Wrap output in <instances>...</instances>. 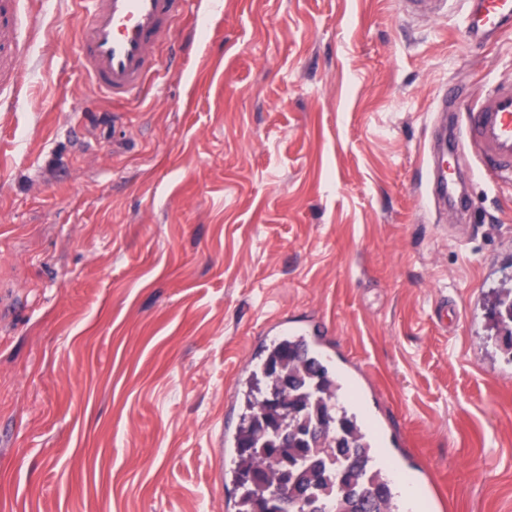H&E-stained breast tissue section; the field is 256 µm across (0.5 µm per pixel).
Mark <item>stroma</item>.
<instances>
[{"mask_svg": "<svg viewBox=\"0 0 512 512\" xmlns=\"http://www.w3.org/2000/svg\"><path fill=\"white\" fill-rule=\"evenodd\" d=\"M464 4L191 0L144 98L92 93L85 16L39 0L27 94L0 112V512L224 505L219 428L267 320L327 322L445 512H512V187L434 202L448 85L512 80V31ZM512 28V0H468L464 29L469 42L481 46ZM491 313L497 319L498 337L510 354L508 361L512 363V288L501 289Z\"/></svg>", "mask_w": 512, "mask_h": 512, "instance_id": "stroma-1", "label": "stroma"}]
</instances>
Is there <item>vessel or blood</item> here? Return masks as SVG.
<instances>
[{
	"mask_svg": "<svg viewBox=\"0 0 512 512\" xmlns=\"http://www.w3.org/2000/svg\"><path fill=\"white\" fill-rule=\"evenodd\" d=\"M77 2L86 15L77 35L78 61L89 87L113 100L141 97L157 66V48L185 14L189 0ZM26 5L27 0H0V112L14 110L32 76L24 66L35 38ZM511 28L512 0H468L464 29L472 44H486ZM449 156L452 163L440 169L431 192L458 210L470 207L468 193L455 186L458 166L468 165L470 159H477L495 181L512 183V81L497 82L479 104L465 110L462 130L450 141ZM285 336L302 338L324 365L335 366L336 353L323 324L296 325L280 318L266 333L270 342ZM375 438L385 450L382 462L400 490L403 512H421L434 498L427 480L408 464L383 426H376Z\"/></svg>",
	"mask_w": 512,
	"mask_h": 512,
	"instance_id": "1",
	"label": "vessel or blood"
}]
</instances>
